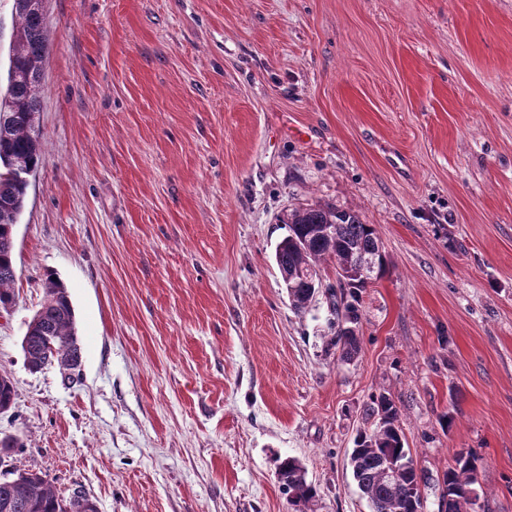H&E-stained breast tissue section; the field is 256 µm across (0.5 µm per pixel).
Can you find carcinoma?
I'll return each instance as SVG.
<instances>
[{"label":"carcinoma","mask_w":512,"mask_h":512,"mask_svg":"<svg viewBox=\"0 0 512 512\" xmlns=\"http://www.w3.org/2000/svg\"><path fill=\"white\" fill-rule=\"evenodd\" d=\"M17 27L15 44L9 56L7 89L0 95V310L13 301L12 285L16 278L14 259L15 226L27 197L28 183L20 179L23 171L38 169L42 151L36 130L38 87L47 50L43 0H13ZM288 235L278 244L276 263L288 292L291 306L305 311L318 288L302 279L299 271L332 261L336 265L337 287L329 289L330 309L336 317V331L331 345L341 349V357L352 359L360 349L356 329L360 320L359 293L366 282L356 276L367 260L380 262L386 271V257L376 228L364 223L352 212L316 204L288 213ZM331 229L326 235L323 229ZM54 348H47V337ZM26 364L32 372L46 366L58 369L63 381H75L72 361L82 354L78 341L75 312L66 286L49 276L44 283V300L30 320L22 342ZM14 385L11 375L0 371V414L13 405ZM364 415L371 421L359 433L349 456L353 480L368 499L372 512H412V505L423 507L421 476L413 466L416 461L400 425L399 409L393 399L380 393L365 405ZM26 447L21 435L0 437V512H98L95 501L83 493L74 496L60 492L54 480L41 470L5 468L7 460ZM399 462L406 469L393 481L385 471ZM277 479L287 495L291 512H310L316 496L298 460L287 457L279 463ZM443 494L455 486L477 485V458L460 455L455 466L448 467L442 478ZM455 500L446 512H468L476 507L482 512L489 504Z\"/></svg>","instance_id":"cac0c4a2"}]
</instances>
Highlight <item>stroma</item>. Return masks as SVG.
<instances>
[{
    "instance_id": "35a3bbf8",
    "label": "stroma",
    "mask_w": 512,
    "mask_h": 512,
    "mask_svg": "<svg viewBox=\"0 0 512 512\" xmlns=\"http://www.w3.org/2000/svg\"><path fill=\"white\" fill-rule=\"evenodd\" d=\"M42 163L16 228L0 432L15 465L99 512H370L348 453L391 397L425 476L460 451L512 512V0H44ZM322 204L375 225L384 276L361 348L325 294L295 312L280 219ZM67 287L83 381L32 372L44 281ZM452 413L451 426L439 417ZM277 479L287 495L288 506L293 512L310 511L316 496L314 484L308 480L304 468L298 460L287 457L279 463Z\"/></svg>"
}]
</instances>
